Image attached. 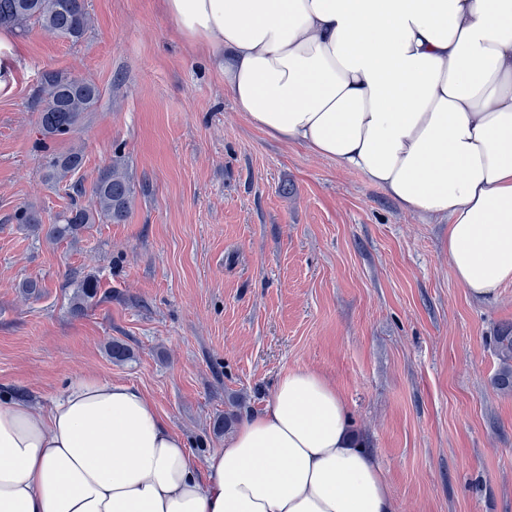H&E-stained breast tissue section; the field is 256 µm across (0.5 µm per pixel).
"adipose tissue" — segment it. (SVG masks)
Instances as JSON below:
<instances>
[{
  "instance_id": "adipose-tissue-1",
  "label": "adipose tissue",
  "mask_w": 512,
  "mask_h": 512,
  "mask_svg": "<svg viewBox=\"0 0 512 512\" xmlns=\"http://www.w3.org/2000/svg\"><path fill=\"white\" fill-rule=\"evenodd\" d=\"M251 124L448 223L482 300L512 281V0H164ZM0 512H396L342 395L305 367L197 462L137 387L0 394Z\"/></svg>"
}]
</instances>
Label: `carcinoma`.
I'll return each instance as SVG.
<instances>
[{
	"mask_svg": "<svg viewBox=\"0 0 512 512\" xmlns=\"http://www.w3.org/2000/svg\"><path fill=\"white\" fill-rule=\"evenodd\" d=\"M89 24L86 0H0V28L26 32L37 26L61 38L79 41ZM101 97L99 86L78 78L68 71L50 70L41 77L38 125L41 136L52 141H65L76 131L84 114L91 111ZM49 178L61 182L77 174L84 163L82 149L72 146L65 151L53 150L44 156ZM135 187L116 155L95 180L89 204L75 203L58 216L53 224H42L39 213L25 209L16 216L18 223L32 232L45 233L51 242L75 239L86 224L105 221L120 224L127 218ZM99 281L94 276L81 280L70 297L71 311L80 315L98 294ZM501 363L496 384L512 390V332L498 337Z\"/></svg>",
	"mask_w": 512,
	"mask_h": 512,
	"instance_id": "1",
	"label": "carcinoma"
}]
</instances>
